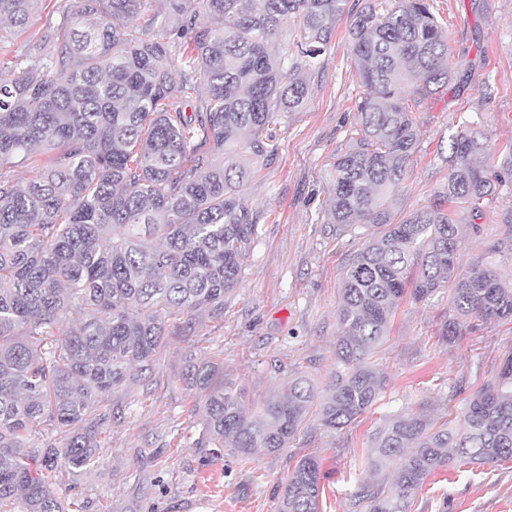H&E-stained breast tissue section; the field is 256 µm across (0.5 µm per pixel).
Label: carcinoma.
I'll list each match as a JSON object with an SVG mask.
<instances>
[{
  "label": "carcinoma",
  "instance_id": "carcinoma-1",
  "mask_svg": "<svg viewBox=\"0 0 512 512\" xmlns=\"http://www.w3.org/2000/svg\"><path fill=\"white\" fill-rule=\"evenodd\" d=\"M39 0H0V43ZM79 0L45 53L0 69V512H85L63 501V476L102 463L98 436L155 372L165 321L224 315L258 231L244 191L277 155V132L304 106L336 22L362 87L355 135L336 157L328 217L364 237L341 273L338 334L323 381L247 399L224 366L190 358L202 433L196 445L248 459L278 454L309 429L343 430L377 402L372 361L405 298L449 290L448 343L460 322H512V281L490 261L457 257L461 221L476 223L512 152L484 154L479 132L452 136L448 180L429 208L394 221L420 151L414 112L448 86L447 31L432 0ZM166 33L151 37L155 28ZM203 84L198 111L186 106ZM36 170L20 182L11 168ZM512 257V225L490 242ZM62 444L32 442L39 431ZM372 462L396 464L385 490L363 482L349 512H408L432 473L455 460H512V354L456 422L421 410L375 432ZM320 464L303 455L276 486V512H320Z\"/></svg>",
  "mask_w": 512,
  "mask_h": 512
}]
</instances>
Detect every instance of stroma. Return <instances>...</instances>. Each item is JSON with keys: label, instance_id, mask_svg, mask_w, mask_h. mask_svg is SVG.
Returning a JSON list of instances; mask_svg holds the SVG:
<instances>
[{"label": "stroma", "instance_id": "35a3bbf8", "mask_svg": "<svg viewBox=\"0 0 512 512\" xmlns=\"http://www.w3.org/2000/svg\"><path fill=\"white\" fill-rule=\"evenodd\" d=\"M72 4L44 0L15 32L8 56L29 43L51 45ZM434 10L448 32V64L458 74L416 113L421 151L396 206L402 214L433 204L448 179L450 139L461 126L483 133L489 155L512 148V0H436ZM347 29L346 21L337 23L306 105L289 114L278 155L258 165L245 191L260 216L258 237L223 317L200 315L191 336L177 319L167 321L157 384L126 399L121 421L101 434L102 465L61 485L63 497L89 498L87 512H275L273 488L293 468V456L303 454L320 462L321 512H348L360 483L391 479L390 469H374L369 458L372 436L387 418L419 408L455 417L512 353V322L491 321L445 344L439 333L450 314L447 294L426 303L406 300L375 357L385 389L357 424L337 433L313 428L297 437L288 456L243 462L196 447L195 391L183 379L188 354L222 362L256 401L284 391L291 372L322 379L331 362L341 273L361 243L360 230L340 234L328 222L334 162L357 122L353 105L361 91ZM511 219L507 178L479 230L464 228L462 263L481 260ZM280 362L286 371L277 370ZM408 512H512V460L454 462L427 479Z\"/></svg>", "mask_w": 512, "mask_h": 512}]
</instances>
